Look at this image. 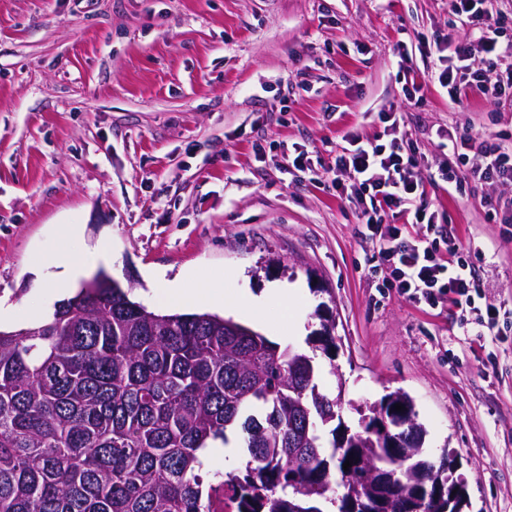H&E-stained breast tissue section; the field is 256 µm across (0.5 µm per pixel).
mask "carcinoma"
Returning <instances> with one entry per match:
<instances>
[{
	"label": "carcinoma",
	"instance_id": "carcinoma-1",
	"mask_svg": "<svg viewBox=\"0 0 512 512\" xmlns=\"http://www.w3.org/2000/svg\"><path fill=\"white\" fill-rule=\"evenodd\" d=\"M397 403L393 444L365 428L339 448L311 356L217 314L149 311L102 270L47 320L0 330V512H213L219 489L226 512H462L412 399L375 414ZM230 431L247 459L209 481L203 453Z\"/></svg>",
	"mask_w": 512,
	"mask_h": 512
}]
</instances>
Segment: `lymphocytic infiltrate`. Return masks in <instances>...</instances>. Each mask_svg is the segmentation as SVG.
<instances>
[{
  "instance_id": "1",
  "label": "lymphocytic infiltrate",
  "mask_w": 512,
  "mask_h": 512,
  "mask_svg": "<svg viewBox=\"0 0 512 512\" xmlns=\"http://www.w3.org/2000/svg\"><path fill=\"white\" fill-rule=\"evenodd\" d=\"M453 10L464 20L465 34L420 38L419 51L431 63L430 79L403 84L404 95L419 102L434 85L458 106L471 93L512 97V0H500L496 7L490 0H453ZM377 121L373 134L346 132L330 168L337 197L354 210L373 245L372 270L381 274L383 287L411 302L470 307L478 284L462 246L453 233L440 232L438 213L427 204L413 135L400 113H378ZM452 152L456 166L441 170L446 184L512 187V136L482 138L463 131ZM409 224L425 230L410 235Z\"/></svg>"
}]
</instances>
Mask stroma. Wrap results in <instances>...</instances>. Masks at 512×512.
<instances>
[{
  "label": "stroma",
  "mask_w": 512,
  "mask_h": 512,
  "mask_svg": "<svg viewBox=\"0 0 512 512\" xmlns=\"http://www.w3.org/2000/svg\"><path fill=\"white\" fill-rule=\"evenodd\" d=\"M451 0H0V329L53 311L61 228L73 247L108 243L104 270L133 301L169 312L153 277L193 270L202 289L294 301L239 316L270 341L315 355L318 381L359 430L401 390L432 460L455 455L467 512H512V331L466 336L455 307L380 288L372 246L333 188L285 173L298 145L334 162L342 135L401 113L420 170L447 165L449 131H512V106L466 111L429 90L405 98L429 62L418 34L461 33ZM427 201L476 253L482 299L512 317V240L486 221L487 186H428ZM335 349L313 352L322 319Z\"/></svg>",
  "instance_id": "stroma-1"
}]
</instances>
